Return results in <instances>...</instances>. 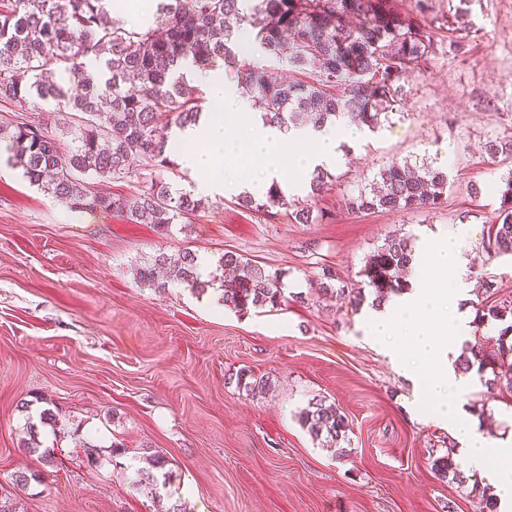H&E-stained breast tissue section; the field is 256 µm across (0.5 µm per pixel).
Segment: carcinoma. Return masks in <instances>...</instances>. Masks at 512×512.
<instances>
[{"instance_id": "cac0c4a2", "label": "carcinoma", "mask_w": 512, "mask_h": 512, "mask_svg": "<svg viewBox=\"0 0 512 512\" xmlns=\"http://www.w3.org/2000/svg\"><path fill=\"white\" fill-rule=\"evenodd\" d=\"M431 7V0H416V13L404 14L394 0H160L153 24L135 30L112 19V0H0V101L22 108L38 99L64 116L60 132L72 136L63 160L48 122L23 117L0 124V147L30 184L71 211L106 209L167 233L175 224L189 223L209 200L174 191L160 179L130 196L94 185L129 177L136 161L153 168L169 165L170 135L158 125V116H173L179 128L200 116L201 91L187 73L221 64L232 69L239 89L270 125L321 129L345 123L373 130L400 107L406 82L436 53L437 42L425 25ZM257 54L308 71L309 82L273 78L255 65ZM447 191L444 171L428 163L393 162L381 170L376 187L346 206L359 213L434 209L444 203ZM239 205L290 215L301 224L313 220L311 209L277 189L260 200L242 195ZM485 249L512 256V176L500 188ZM412 260L406 240L389 239L367 258L363 285L349 284L326 268L316 293L358 304L369 288L379 304L403 290L400 271ZM219 267L235 271L220 280L221 300L229 309L277 308L286 299L276 272L230 251ZM137 277L157 289L178 285L200 293L209 287L201 280L197 255L186 250L156 255L137 268ZM491 321L504 324L496 344L488 348L475 337L460 355L459 369L475 367L489 374L485 385L490 390H511L512 300L478 304L476 328ZM299 418L312 437L328 443L345 438L348 430L346 416L323 399L303 409ZM27 426L24 448L50 459L53 450L42 447L36 425ZM144 460L131 480L135 488L154 495L167 485L166 461L158 453ZM432 467L466 483L448 455L435 459ZM470 494L474 512H497L487 490L474 485Z\"/></svg>"}]
</instances>
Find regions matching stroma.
<instances>
[{
  "label": "stroma",
  "instance_id": "1",
  "mask_svg": "<svg viewBox=\"0 0 512 512\" xmlns=\"http://www.w3.org/2000/svg\"><path fill=\"white\" fill-rule=\"evenodd\" d=\"M458 3L433 0L438 50L410 79L402 112L343 144L322 196L299 193L322 212L314 223L213 193L191 223L163 234L108 210L71 213L21 169L0 166V504L16 512H169L175 504L186 512H472L467 489L432 467L457 442L363 331L372 297L338 305L310 288L328 266L360 283L388 236L415 244L440 232L463 238L468 307L481 300L485 276L512 296V258L484 249L498 189L512 176L511 156L486 151L489 141L512 140V0H469L473 31L460 53L449 48ZM421 160L448 175L439 208L347 211L388 162ZM133 168L135 178L107 191L135 193L151 178L196 189L178 163ZM185 248L213 270L235 252L299 283L304 299L238 313L213 286L161 292L136 280L138 266ZM243 370L266 378L269 391L240 388ZM315 398L347 417L345 457L299 422ZM26 401L52 409L65 430L58 439L40 430L54 449L50 462L21 446ZM461 403L480 431L512 430V393L479 380ZM90 441L101 447L95 465ZM114 442L132 468L146 448L166 458L163 501L113 469ZM18 470L41 471L44 481L19 491Z\"/></svg>",
  "mask_w": 512,
  "mask_h": 512
}]
</instances>
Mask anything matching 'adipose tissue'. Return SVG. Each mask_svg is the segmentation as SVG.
Segmentation results:
<instances>
[{
	"mask_svg": "<svg viewBox=\"0 0 512 512\" xmlns=\"http://www.w3.org/2000/svg\"><path fill=\"white\" fill-rule=\"evenodd\" d=\"M203 80L218 113L182 129L179 154L183 168L199 173L200 192L263 195L272 187L298 192L315 169L336 165L341 144L358 135L344 125L321 130L268 125L237 88L210 74ZM461 248L457 236L424 242L407 290L370 310L366 332L415 375L458 441L465 468L488 478L498 512H512V431L487 437L458 405L473 385L455 368L470 321L460 304Z\"/></svg>",
	"mask_w": 512,
	"mask_h": 512,
	"instance_id": "obj_1",
	"label": "adipose tissue"
}]
</instances>
